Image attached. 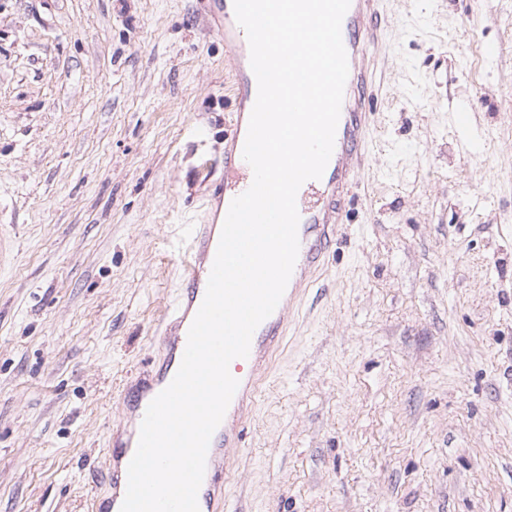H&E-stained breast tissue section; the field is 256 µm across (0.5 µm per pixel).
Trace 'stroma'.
Segmentation results:
<instances>
[{
  "label": "stroma",
  "instance_id": "stroma-1",
  "mask_svg": "<svg viewBox=\"0 0 512 512\" xmlns=\"http://www.w3.org/2000/svg\"><path fill=\"white\" fill-rule=\"evenodd\" d=\"M385 4L348 220L230 455L249 512H512V0ZM224 56L199 0H0V512H92L224 152Z\"/></svg>",
  "mask_w": 512,
  "mask_h": 512
}]
</instances>
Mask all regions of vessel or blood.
<instances>
[{"label": "vessel or blood", "instance_id": "b4317fda", "mask_svg": "<svg viewBox=\"0 0 512 512\" xmlns=\"http://www.w3.org/2000/svg\"><path fill=\"white\" fill-rule=\"evenodd\" d=\"M205 7L224 28L225 61L236 82L230 129L224 135V178L211 194L207 221L190 227V248L182 256L184 288L180 289L165 315L160 338L163 358L154 379H141L125 393L133 418L130 437L114 438L109 451L112 468L107 480L113 493H120L128 482L127 468L139 435L147 406L144 399L155 387H165L176 375L187 344L193 319L200 308L217 251L222 225L231 201L244 193L253 181V171L243 158L249 117L257 97V80L250 66V53L244 29L237 23L233 0H203ZM383 0H351L342 22V40L347 53L349 74L337 127L332 156L321 179L303 183L297 193L299 251L285 292L275 311L255 330L247 357L234 359L229 370L239 386L208 447L203 482L198 491L199 506L211 507L229 475L227 454L239 447L245 432L244 412L254 405L259 371L279 350L285 333L286 314L297 288L325 259L327 249L345 223L344 201L352 188L357 170L366 157V137L371 109L366 90L370 81L366 61L368 46L382 42Z\"/></svg>", "mask_w": 512, "mask_h": 512}]
</instances>
